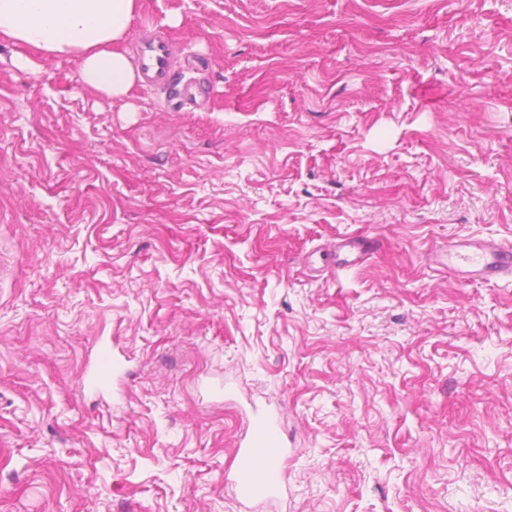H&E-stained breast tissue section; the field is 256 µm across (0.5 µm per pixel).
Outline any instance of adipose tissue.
Masks as SVG:
<instances>
[{
    "mask_svg": "<svg viewBox=\"0 0 512 512\" xmlns=\"http://www.w3.org/2000/svg\"><path fill=\"white\" fill-rule=\"evenodd\" d=\"M136 12L137 0H0V38L23 46L19 69L42 55L73 57L87 90L126 100L138 83L125 47Z\"/></svg>",
    "mask_w": 512,
    "mask_h": 512,
    "instance_id": "ef3b65f1",
    "label": "adipose tissue"
}]
</instances>
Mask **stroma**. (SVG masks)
I'll return each instance as SVG.
<instances>
[{
  "label": "stroma",
  "instance_id": "35a3bbf8",
  "mask_svg": "<svg viewBox=\"0 0 512 512\" xmlns=\"http://www.w3.org/2000/svg\"><path fill=\"white\" fill-rule=\"evenodd\" d=\"M160 36L191 105L0 38V512H243L255 409L288 512H512V275L432 260L512 243V0H139ZM338 268L352 267L361 264L368 254L366 239L361 235L344 236L339 239L336 247ZM434 262L462 281H490L512 274V246L458 239L437 252ZM276 439L275 422L272 418L256 414L252 431L235 451L236 465L224 477V484L230 486L237 497L245 502L271 500L287 489L285 471L278 462L288 459V450ZM276 463L261 467L260 458Z\"/></svg>",
  "mask_w": 512,
  "mask_h": 512
}]
</instances>
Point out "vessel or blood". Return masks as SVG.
<instances>
[{
  "instance_id": "obj_1",
  "label": "vessel or blood",
  "mask_w": 512,
  "mask_h": 512,
  "mask_svg": "<svg viewBox=\"0 0 512 512\" xmlns=\"http://www.w3.org/2000/svg\"><path fill=\"white\" fill-rule=\"evenodd\" d=\"M139 71L144 83L150 87L168 88L173 72V48L162 38L148 42L141 53ZM368 253L363 236L340 238L337 245L338 267H352L362 263ZM434 260L449 273L464 281H489L512 274V246L474 239H458L447 249L435 254ZM101 348L106 363L96 366L85 377L90 387H99L104 372L120 376L121 363L112 352L110 341H102ZM287 449L281 448L276 439L275 422L264 415H255L252 431L246 442L238 444L235 451L236 465L226 473L224 483L237 497L246 502L270 500L287 488L286 475L281 461L287 460Z\"/></svg>"
}]
</instances>
